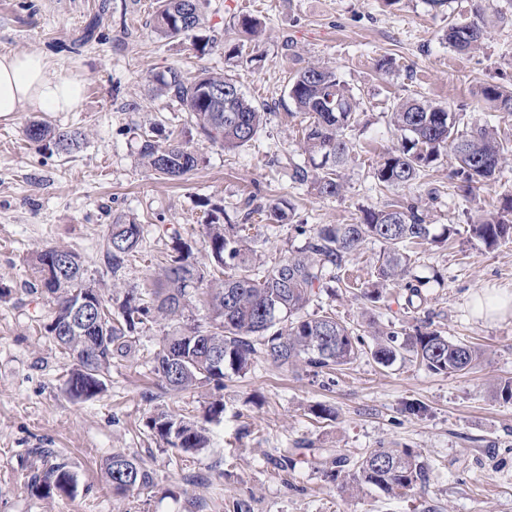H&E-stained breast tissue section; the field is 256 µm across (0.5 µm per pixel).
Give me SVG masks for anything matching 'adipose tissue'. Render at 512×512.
<instances>
[{"label": "adipose tissue", "instance_id": "ef3b65f1", "mask_svg": "<svg viewBox=\"0 0 512 512\" xmlns=\"http://www.w3.org/2000/svg\"><path fill=\"white\" fill-rule=\"evenodd\" d=\"M50 62L39 52L0 54V115L26 108L73 112L83 99L79 75L53 76Z\"/></svg>", "mask_w": 512, "mask_h": 512}]
</instances>
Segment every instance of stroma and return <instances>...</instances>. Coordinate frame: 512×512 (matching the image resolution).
Returning a JSON list of instances; mask_svg holds the SVG:
<instances>
[{
    "label": "stroma",
    "instance_id": "stroma-1",
    "mask_svg": "<svg viewBox=\"0 0 512 512\" xmlns=\"http://www.w3.org/2000/svg\"><path fill=\"white\" fill-rule=\"evenodd\" d=\"M478 2L205 0L203 34L216 46L202 56L192 38L156 32L157 0H0V54L45 53L52 75L77 73L85 84L78 111L0 117V512H512V401L497 395L498 382L512 377V316L486 322L471 305L474 295L512 291V241L489 251L466 232L512 193V168L468 201L450 194L446 158L426 183L402 191L379 190L373 179L397 144L388 120L403 98L448 106L463 130L489 122L512 144V115L478 94L487 82L512 86V0H493L476 51L459 55L443 39ZM246 12L262 23L257 39L232 29ZM236 43L242 54L232 53ZM382 58L393 59L390 73L377 72ZM310 62L334 68L362 98L359 137L338 198L292 183L280 163L300 152L288 81ZM170 67L231 76L265 114L255 138L227 149L200 137L187 113L153 89L154 75ZM33 119L81 131L85 140L70 154L31 142L25 128ZM155 123L197 148V170L170 180L142 166L136 135ZM402 195L420 200L429 223L459 230L448 245L412 246L409 277L420 297L391 286L377 306L358 299L381 252L370 241L346 266L350 293L320 294L308 311L333 309L362 336L372 320L402 335L431 318L445 336L482 350L468 373L436 374L407 359L382 367L363 357L315 377L260 360L245 376L226 377L223 389L174 394L151 371L163 337L178 330L161 322L138 329L134 357L112 365L100 395L68 396L72 362L38 325L50 304L32 290L37 250L79 253L109 299L116 277L103 262V245L114 216L144 226L141 256L117 277L124 287L143 288L174 235L200 245L206 206L239 217L251 197L290 204L292 223L257 222L248 232L250 248L268 267L304 245L297 225L349 224L362 209ZM219 398L224 414L208 420L205 409ZM411 401L424 403L426 413H404ZM318 404L330 406L334 420L316 419L311 409ZM161 410L194 418L206 430V447L185 454L157 441L146 423ZM382 445L420 452L429 482L397 498L369 486L351 496L308 465L288 473L275 465L288 448H332L355 460ZM45 451L75 473L73 495L44 499L28 489L30 469ZM115 452L144 460L153 485L114 495L100 466Z\"/></svg>",
    "mask_w": 512,
    "mask_h": 512
}]
</instances>
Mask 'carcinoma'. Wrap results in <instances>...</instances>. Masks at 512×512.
Segmentation results:
<instances>
[{
  "label": "carcinoma",
  "mask_w": 512,
  "mask_h": 512,
  "mask_svg": "<svg viewBox=\"0 0 512 512\" xmlns=\"http://www.w3.org/2000/svg\"><path fill=\"white\" fill-rule=\"evenodd\" d=\"M483 15V8L476 6L473 19L449 24L443 39L459 53L478 48L485 35ZM153 21L156 30L166 37H194L202 52L210 43L197 35L204 26L202 0H161ZM155 82L157 93L174 97L200 134L226 149L250 142L262 125L263 113L230 77L208 71L188 76L169 67L155 76ZM215 85L231 90L232 98L224 99V112L205 98L204 88ZM288 93L302 117L303 159L286 156L281 162L292 182L306 185L322 197L341 196L345 191L344 170L354 149L360 98L336 70L320 63H309L298 70L289 80ZM480 95L497 110L512 114L511 87L487 83ZM450 115L447 106L423 98L397 103L390 113V124L398 145L375 168L376 186L389 190L416 184L446 154L456 162L450 175L456 194L467 198L493 179L509 162L508 144L488 124H476L461 134ZM25 134L36 143L52 140L58 149L69 153L82 141L78 131H56L36 120L27 125ZM138 154L147 171L169 177L187 175L199 163L198 151L189 143L172 139L163 145L146 133L141 135ZM207 214L202 246L208 263L198 262L192 246L181 242L157 272L154 288H127L114 308L106 303L99 286L87 280L79 254L68 251L71 261L63 267L56 264L57 248L37 251L39 280L33 292H41L53 303L44 330L74 361L66 381L73 399L87 400L103 392L104 375L112 364L131 355L132 336L137 329L158 321L181 324L180 332L164 337L151 358L152 371L173 393L211 383L222 388L227 372L244 374L261 356L278 369L301 367L315 374L339 369L362 356L383 367L408 356L444 375L465 374L482 357L479 348L431 328L429 319L401 341L395 332L376 329L373 344L367 346L334 312L306 313L322 292L336 293L332 286L336 277L330 271L344 267L368 241L379 242L382 251L374 279L362 289L360 297L373 305L379 303L384 300V288L391 284H403L411 295H418V289L406 282L412 264L408 245L426 240L445 244L457 235L453 224L443 226L438 234L432 233V225L418 203L397 200L381 209H366L354 224L302 225L299 231L306 235L304 246L264 270L256 268L257 258L247 246L248 225L221 224L213 210H207ZM255 214L273 224H287L292 218V211L282 202L250 208L244 220ZM467 232L488 250L511 241L512 195L504 196L497 213L468 225ZM106 238L112 242L104 244V261L115 276L139 253L142 225L125 216L116 217L108 225ZM228 267L234 272H226ZM75 292L95 296L93 322L97 328L83 334L55 335L53 323L61 320ZM194 297L208 306L211 322L206 327L190 319ZM147 426L154 437L184 453L207 444L206 435L194 423L167 411L151 416ZM313 464L325 480L340 479L352 493L369 485L389 498L405 495L429 479L427 465L410 448H374L355 461L325 449ZM127 469L135 474V489L153 484V473L143 460L117 452L102 467L114 494H127L121 486ZM74 484L76 476L68 465L54 460L31 469L28 475V488L41 498L70 496L68 486Z\"/></svg>",
  "instance_id": "1"
}]
</instances>
